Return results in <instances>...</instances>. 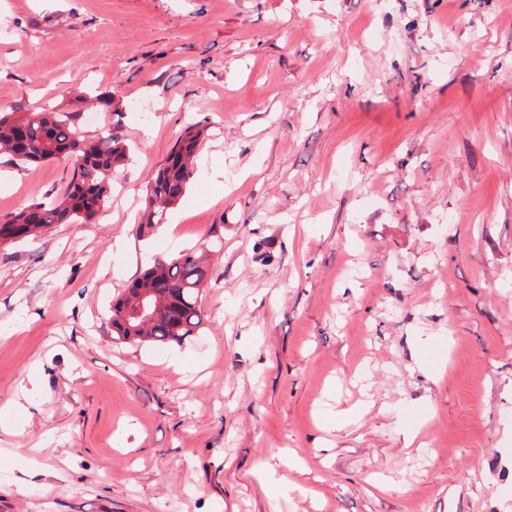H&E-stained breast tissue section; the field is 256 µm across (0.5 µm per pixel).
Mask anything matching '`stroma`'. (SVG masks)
Instances as JSON below:
<instances>
[{"label":"stroma","mask_w":512,"mask_h":512,"mask_svg":"<svg viewBox=\"0 0 512 512\" xmlns=\"http://www.w3.org/2000/svg\"><path fill=\"white\" fill-rule=\"evenodd\" d=\"M84 92L131 155L94 223L0 243V512H512V0H0V112ZM72 174L0 154V218ZM187 250L198 333L113 343ZM205 125L186 126L165 161L148 181L140 217V229L150 230L162 224L168 208L181 202L194 174L198 147L205 137Z\"/></svg>","instance_id":"obj_1"}]
</instances>
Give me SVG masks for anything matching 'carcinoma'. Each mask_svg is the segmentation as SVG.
<instances>
[{"label":"carcinoma","mask_w":512,"mask_h":512,"mask_svg":"<svg viewBox=\"0 0 512 512\" xmlns=\"http://www.w3.org/2000/svg\"><path fill=\"white\" fill-rule=\"evenodd\" d=\"M79 110L70 112L0 113V148L20 164H40L72 154L83 158L73 168L66 191L52 201L34 200L0 223V240L35 237L55 224L90 223L112 196L117 171L128 147L117 134L86 139L76 126ZM205 126H186L165 161L148 181L140 229L162 223L168 208L181 202L194 174ZM210 272L195 251L157 258L116 297L110 310L113 339L128 344L165 346L194 335L203 323L200 307ZM144 299L149 318L135 319L129 310Z\"/></svg>","instance_id":"1"}]
</instances>
